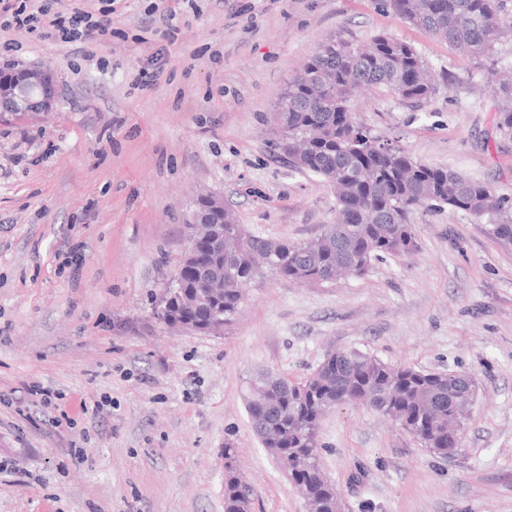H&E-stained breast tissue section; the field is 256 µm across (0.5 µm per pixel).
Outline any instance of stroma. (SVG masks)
Here are the masks:
<instances>
[{
	"label": "stroma",
	"instance_id": "35a3bbf8",
	"mask_svg": "<svg viewBox=\"0 0 512 512\" xmlns=\"http://www.w3.org/2000/svg\"><path fill=\"white\" fill-rule=\"evenodd\" d=\"M49 18L109 9L93 61L54 30L0 28V67L40 65L52 111L0 116V512H224V444L252 512H305L262 447L246 381H302L332 349L470 374L455 457L439 458L356 406L321 421L320 466L343 512H512V246L469 215L413 217L417 247L363 276L299 285L266 275L223 333L158 320L201 196L250 234L309 240L336 218L319 177L273 152L281 89L336 37L410 43L437 80L413 103L384 89L358 120L424 164L512 198V136L498 130L488 64L379 0H44ZM175 9L173 33L159 14ZM158 65L146 88L139 68ZM51 388L46 408L29 387Z\"/></svg>",
	"mask_w": 512,
	"mask_h": 512
}]
</instances>
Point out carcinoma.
<instances>
[{
  "mask_svg": "<svg viewBox=\"0 0 512 512\" xmlns=\"http://www.w3.org/2000/svg\"><path fill=\"white\" fill-rule=\"evenodd\" d=\"M504 0H384L396 16L448 42L458 52L489 59L512 22ZM436 80L409 43L380 35L371 46L344 40L320 44L288 79L272 113V145L298 172L330 186L336 222L314 238L294 243L247 233L233 212L212 199L195 211L222 237L201 249L202 260L184 256L177 298L167 316L174 327L207 333L217 319L231 323L244 288L266 273L296 283H331L362 276L385 255L415 250L413 215L443 206L475 218L478 229L512 245V201L492 188L446 168L424 165L396 141L357 121L355 93L381 87L392 97L421 102ZM499 128L512 132V78L498 86ZM467 373L425 372L389 366L357 349L333 350L302 382L270 371L252 375L245 395L254 432L284 463L288 479L311 512H339L340 498L319 464V424L331 409L365 407L395 421L432 454L453 447L448 426L464 429L474 396ZM249 490L236 467V448L224 445V512H249Z\"/></svg>",
  "mask_w": 512,
  "mask_h": 512,
  "instance_id": "carcinoma-1",
  "label": "carcinoma"
}]
</instances>
